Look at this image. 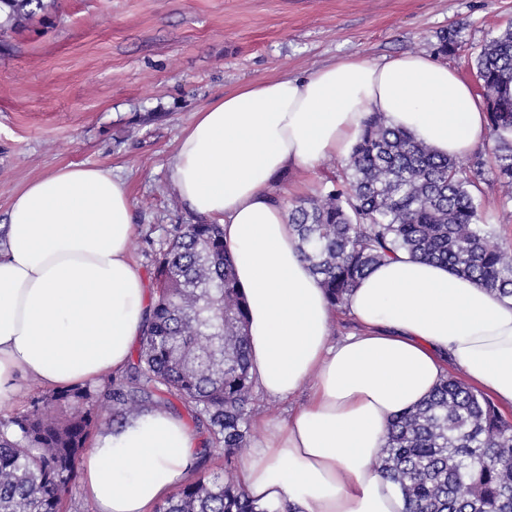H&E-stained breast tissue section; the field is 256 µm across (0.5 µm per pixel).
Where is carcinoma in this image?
I'll return each mask as SVG.
<instances>
[{
    "instance_id": "carcinoma-1",
    "label": "carcinoma",
    "mask_w": 512,
    "mask_h": 512,
    "mask_svg": "<svg viewBox=\"0 0 512 512\" xmlns=\"http://www.w3.org/2000/svg\"><path fill=\"white\" fill-rule=\"evenodd\" d=\"M460 48L455 34L439 38L441 55ZM474 64L495 143L492 182L512 202V140L501 134L512 127V23L486 41ZM483 177L481 166L464 168L375 112L342 174L317 195L291 201L288 223L336 311L398 250L512 300V251L495 244L483 223ZM234 264L221 225H175L155 251L154 299L125 374L107 375L102 391L77 385L48 394L36 385L28 407L0 419V512H64L103 399L122 427L180 403L208 433L202 457L217 453L234 466L251 442L255 390ZM376 468L399 488L404 512H512V423L483 394L447 378L392 419ZM157 512L283 510L255 503L237 480L199 477Z\"/></svg>"
}]
</instances>
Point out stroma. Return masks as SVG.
I'll return each mask as SVG.
<instances>
[{
	"label": "stroma",
	"mask_w": 512,
	"mask_h": 512,
	"mask_svg": "<svg viewBox=\"0 0 512 512\" xmlns=\"http://www.w3.org/2000/svg\"><path fill=\"white\" fill-rule=\"evenodd\" d=\"M512 22V0H46L0 26V226L30 179L68 164L112 172L130 189L131 256L153 287L152 255L172 225L193 222L168 168L194 112L247 81L302 75L339 57L436 55L475 82L474 57ZM340 160L290 169L282 200L317 193ZM483 214L512 247V203L483 185Z\"/></svg>",
	"instance_id": "obj_1"
}]
</instances>
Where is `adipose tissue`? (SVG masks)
<instances>
[{
    "label": "adipose tissue",
    "instance_id": "ef3b65f1",
    "mask_svg": "<svg viewBox=\"0 0 512 512\" xmlns=\"http://www.w3.org/2000/svg\"><path fill=\"white\" fill-rule=\"evenodd\" d=\"M373 112L450 157L490 139L483 99L447 65L355 53L215 98L183 128L170 163L177 198L221 224L236 257L255 386L280 402L309 392L284 421L254 419L260 438L240 474L253 500L293 512H402L374 464L391 420L425 401L448 368L512 409V301L445 265L396 252L348 300L357 332L330 339L336 312L272 184L288 168L348 157ZM7 215L0 405L21 396V376L61 390L122 371L149 308L129 254L126 182L70 164L27 182ZM195 448L182 420L153 411L85 453L83 492L97 512H154L187 483Z\"/></svg>",
    "mask_w": 512,
    "mask_h": 512
}]
</instances>
